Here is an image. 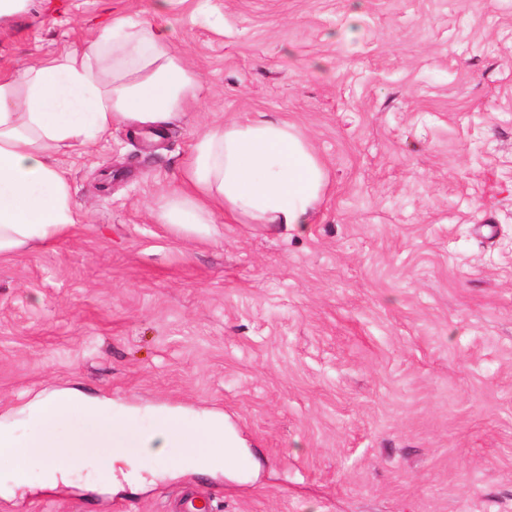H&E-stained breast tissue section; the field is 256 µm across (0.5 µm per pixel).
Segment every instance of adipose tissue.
<instances>
[{
	"label": "adipose tissue",
	"instance_id": "obj_1",
	"mask_svg": "<svg viewBox=\"0 0 512 512\" xmlns=\"http://www.w3.org/2000/svg\"><path fill=\"white\" fill-rule=\"evenodd\" d=\"M112 66L111 83L99 67ZM200 86L169 39L151 23L116 16L86 51H69L12 73L0 72V259L64 235L75 222L70 187L53 164L64 146H83L115 125L160 130L198 99ZM185 189L161 205L164 223L208 235L215 213L233 224H284L306 232L328 188V172L305 135L285 119L231 122L205 131L185 172ZM83 425L62 431L73 416ZM158 459L187 448L207 468L243 462L234 431L218 414L140 415L112 399L62 391L0 420V453L15 464L10 485L28 482L33 459L43 483L66 480L68 463L103 455L109 473L130 462L128 449Z\"/></svg>",
	"mask_w": 512,
	"mask_h": 512
}]
</instances>
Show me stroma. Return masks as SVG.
<instances>
[{
  "label": "stroma",
  "mask_w": 512,
  "mask_h": 512,
  "mask_svg": "<svg viewBox=\"0 0 512 512\" xmlns=\"http://www.w3.org/2000/svg\"><path fill=\"white\" fill-rule=\"evenodd\" d=\"M29 0L0 71L162 28L202 86L159 139L64 147L76 222L0 260V416L78 388L223 414L257 470L129 449L0 491V512H512V0ZM297 124L329 173L317 221L159 218L210 127Z\"/></svg>",
  "instance_id": "obj_1"
}]
</instances>
